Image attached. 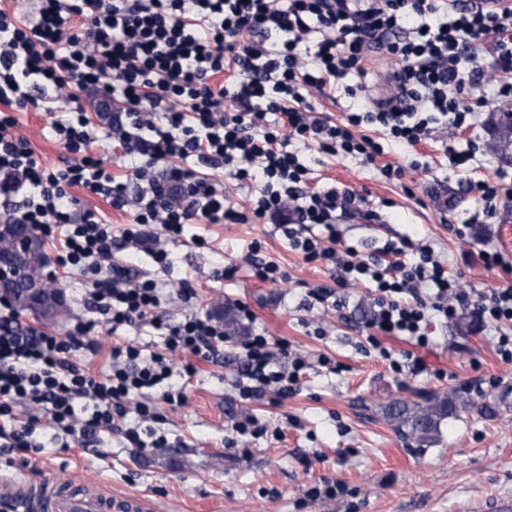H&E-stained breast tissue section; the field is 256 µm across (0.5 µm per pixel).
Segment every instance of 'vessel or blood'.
Returning a JSON list of instances; mask_svg holds the SVG:
<instances>
[{
	"mask_svg": "<svg viewBox=\"0 0 512 512\" xmlns=\"http://www.w3.org/2000/svg\"><path fill=\"white\" fill-rule=\"evenodd\" d=\"M23 484V479L16 475L0 479V499L11 503L13 512H144L146 508L140 500L110 503L97 494L75 499L65 491L39 503L23 492Z\"/></svg>",
	"mask_w": 512,
	"mask_h": 512,
	"instance_id": "b4317fda",
	"label": "vessel or blood"
}]
</instances>
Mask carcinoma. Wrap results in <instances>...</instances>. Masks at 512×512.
I'll list each match as a JSON object with an SVG mask.
<instances>
[{
  "label": "carcinoma",
  "instance_id": "obj_1",
  "mask_svg": "<svg viewBox=\"0 0 512 512\" xmlns=\"http://www.w3.org/2000/svg\"><path fill=\"white\" fill-rule=\"evenodd\" d=\"M491 149L502 160L512 161V114L493 112L489 118ZM18 225L0 223V255L20 276L0 278V299L11 302L19 312L31 313L40 323L49 325L60 318L67 307L62 291L44 282L42 270L47 261L44 240L29 232L25 244L16 245ZM468 405L462 393L426 394L418 401L392 400L383 413L400 436L417 453L439 440L444 421L457 416Z\"/></svg>",
  "mask_w": 512,
  "mask_h": 512
}]
</instances>
